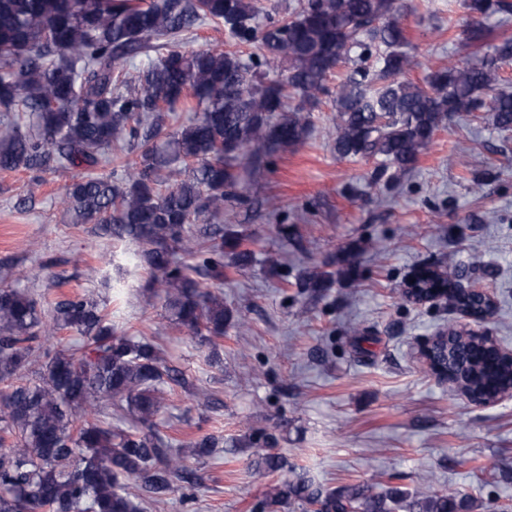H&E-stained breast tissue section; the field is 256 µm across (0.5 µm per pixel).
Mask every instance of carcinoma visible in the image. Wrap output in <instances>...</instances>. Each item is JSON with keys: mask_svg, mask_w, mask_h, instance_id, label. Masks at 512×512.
Listing matches in <instances>:
<instances>
[{"mask_svg": "<svg viewBox=\"0 0 512 512\" xmlns=\"http://www.w3.org/2000/svg\"><path fill=\"white\" fill-rule=\"evenodd\" d=\"M396 0H300L288 15L258 26L259 0H0V170L75 168L61 199L73 224H99L112 238L143 246L142 258L165 310L205 340L224 336V264L251 265L247 237L220 224L194 236L187 225L245 200L242 172L305 142L322 111L328 81L332 150L369 158L371 183L409 172L447 121L490 114L512 132V91L498 63L512 39L483 57L450 64L421 83L399 79L413 65ZM474 16L468 38L484 40V20L512 17V0H462ZM222 22L223 50L173 47L132 75L125 63L153 40H177ZM287 65V74L267 71ZM192 113L168 138L177 108ZM111 171L96 174L102 159ZM70 331L81 343L34 356L43 336ZM476 358L460 336L441 364ZM469 389L496 390L512 369L480 358ZM185 378L154 342L119 333L88 293L50 309L18 284L0 286V512H144L174 482H196L188 455L211 453L198 437L176 447L157 426ZM115 400L121 412L101 409ZM134 481L130 487L125 481ZM303 512H467L453 492L414 494L357 484L328 492L304 471L274 486L256 512L283 502Z\"/></svg>", "mask_w": 512, "mask_h": 512, "instance_id": "1", "label": "carcinoma"}]
</instances>
